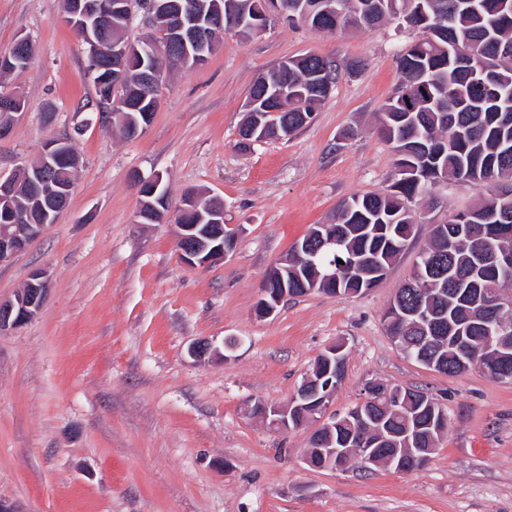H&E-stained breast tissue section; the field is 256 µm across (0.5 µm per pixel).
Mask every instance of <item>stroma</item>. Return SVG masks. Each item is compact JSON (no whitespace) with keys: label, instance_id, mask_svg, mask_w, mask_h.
<instances>
[{"label":"stroma","instance_id":"stroma-1","mask_svg":"<svg viewBox=\"0 0 512 512\" xmlns=\"http://www.w3.org/2000/svg\"><path fill=\"white\" fill-rule=\"evenodd\" d=\"M61 13L62 0H0V55L22 33L35 44L28 67L1 84L27 106L0 140V171L68 135L82 158L57 223L0 263V300L33 267L51 275L40 314L0 335V497L20 512H512V383L433 371L385 325L429 214L472 205L482 187H433L432 213L414 201L417 236L377 288L313 292L256 314L262 282L311 225L397 180L378 117L417 31L328 33L275 19L246 41L225 32L207 62L171 73L151 125L126 140L96 120L74 135L95 88L85 44ZM309 52L339 64L331 95L290 138L240 151L252 84ZM135 172L162 175L175 209L193 190L221 197L225 223L243 230L236 250L188 268L176 225L140 222ZM204 341L212 352L192 356ZM335 343L348 358L331 412L358 403L373 380L424 390L443 407L447 430L424 467L312 469L301 458L315 423L280 430L252 415L259 400L287 404Z\"/></svg>","mask_w":512,"mask_h":512}]
</instances>
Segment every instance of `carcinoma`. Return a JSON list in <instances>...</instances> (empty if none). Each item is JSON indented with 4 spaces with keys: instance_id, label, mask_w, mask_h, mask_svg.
Returning a JSON list of instances; mask_svg holds the SVG:
<instances>
[{
    "instance_id": "carcinoma-1",
    "label": "carcinoma",
    "mask_w": 512,
    "mask_h": 512,
    "mask_svg": "<svg viewBox=\"0 0 512 512\" xmlns=\"http://www.w3.org/2000/svg\"><path fill=\"white\" fill-rule=\"evenodd\" d=\"M288 13L312 30L343 32L360 27H376L396 21L422 31L423 37L410 44L399 59L398 84L382 107L379 131L393 145L399 178L386 193L354 195L336 206V245L321 246L307 233L288 256V287L311 284L316 274L339 267L337 260H372V265L351 273H341L334 295L347 296L376 287L405 252L415 237V217L410 204L441 178L487 187L488 194L475 204L441 222V232L430 228L429 245L422 248L412 276L397 290L396 304L403 310L422 309L440 318L435 343L421 351L419 363L439 373L454 376L460 371L462 356L455 343L457 330L469 332L473 343L485 335L477 314V299L491 291L512 292V263L496 266L484 258L490 245L512 246V0H321L320 8L302 14L316 0H287ZM224 14L245 13L258 22L267 0H219ZM196 19L210 22L207 53H212L219 33L229 30L228 22L218 26L210 19L214 0H191ZM101 27L104 44L117 46L127 41V12L95 23ZM93 81L96 99L79 111L112 115V125L134 138V129L146 123L144 113L157 107L148 96L140 70L127 68L123 83L112 85V61L102 54ZM300 92L286 99L277 95L280 81ZM339 68L335 61L316 53L290 60L288 71L277 67L257 79L249 96L260 102L257 114L249 115L243 128H256L267 139L285 138L305 126L327 99L325 84L336 83ZM41 162L16 176L17 191L11 205L25 211L32 224H47L56 213L51 205L31 201L30 179L40 174ZM76 176L73 150L54 162L50 181L74 186ZM197 209L184 214V224L198 225V231L216 230L203 216L211 197L198 193ZM388 334L399 337L408 348L418 342L422 329L399 318L386 317ZM507 361L512 366V328L500 348L484 355V363ZM401 405L392 409L384 401L366 405L362 411L383 419L382 425L399 433L407 418L425 421L442 407L430 396L435 410L421 405L418 394L393 386ZM361 422L341 416L333 430L336 441H345Z\"/></svg>"
}]
</instances>
